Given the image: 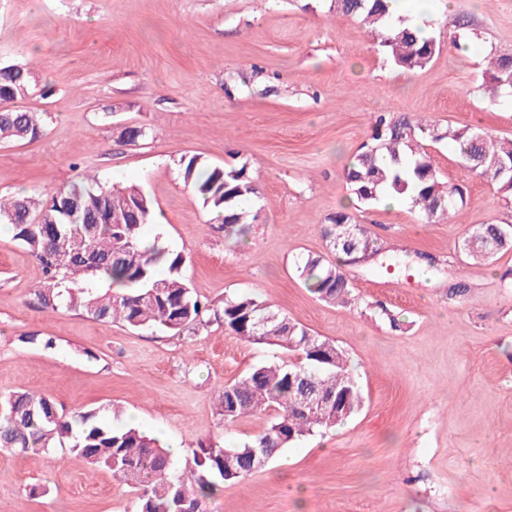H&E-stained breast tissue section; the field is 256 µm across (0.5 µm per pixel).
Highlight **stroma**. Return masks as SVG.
Returning <instances> with one entry per match:
<instances>
[{"label": "stroma", "instance_id": "obj_1", "mask_svg": "<svg viewBox=\"0 0 512 512\" xmlns=\"http://www.w3.org/2000/svg\"><path fill=\"white\" fill-rule=\"evenodd\" d=\"M329 5L0 0V67L27 65L33 81L13 106L45 119L38 138L0 143V195L23 189L46 202L88 174L140 185L165 218L146 238L186 255L196 294L256 296L346 353L361 409L225 485L211 512H512V251L478 267L460 251L474 226L512 223V193L444 141L425 148L443 181L466 190L450 222H425L406 202L353 205L343 178L378 112L512 138V99L486 88L488 59L512 55V0H431L441 48L412 72ZM127 126L147 138L120 140ZM183 156L255 173L258 219L246 237L224 235L195 199ZM344 206L412 269L386 272L376 258L348 266L352 302L334 306L294 264L328 256L322 226ZM461 274L469 290L450 299ZM43 278L12 230L1 233L0 396L24 389L69 410L115 407L116 424L180 441V471L199 440L240 444L270 426V411L221 423L214 398L253 366L289 362L278 347L217 322L174 334L44 310L34 300ZM136 502L135 488L66 452H0V512H135Z\"/></svg>", "mask_w": 512, "mask_h": 512}]
</instances>
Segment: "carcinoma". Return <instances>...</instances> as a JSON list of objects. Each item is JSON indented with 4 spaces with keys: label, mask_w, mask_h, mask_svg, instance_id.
Returning <instances> with one entry per match:
<instances>
[{
    "label": "carcinoma",
    "mask_w": 512,
    "mask_h": 512,
    "mask_svg": "<svg viewBox=\"0 0 512 512\" xmlns=\"http://www.w3.org/2000/svg\"><path fill=\"white\" fill-rule=\"evenodd\" d=\"M330 7L367 25L388 61L405 71L425 68L440 50L433 37L390 19L388 0H334ZM512 57L491 58L488 73L493 94L512 96ZM32 92L25 65L0 68V100ZM43 122L33 112H0V142L36 138ZM446 140L480 176L512 192V138H498L484 128H439L379 112L372 142L361 147L345 168L355 200L371 206L385 198H405L427 223L449 219L465 202L463 188L441 178L422 142ZM183 181L194 197L216 214L227 236L243 237L257 220L246 202L256 194L247 165L210 167L196 156L182 157ZM154 212L152 198L131 184L112 188L90 177L73 183L40 206L31 195L0 197V224L39 261L45 279L36 292L38 305L85 313L103 322H122L133 330L174 333L198 330L216 321L224 330L254 344H268L297 357V362L262 363L242 379L219 388L214 408L226 422L258 411L275 412L270 427L238 446L202 441L192 452V466L175 473L170 455L157 439L134 426L112 425V408L67 412L48 395L19 390L0 396V451L27 453L56 448L80 463L109 470L139 491L136 512H208L224 487L252 473L253 455L269 448V463L294 441L336 426L359 411L362 395L347 370L344 355L332 342L310 334L253 295L202 300L181 275L186 256L158 240L148 241L143 227ZM119 217L120 224L112 223ZM354 224L346 211L328 218L326 245L345 259L329 263L307 255L297 263L299 277L318 299L350 303L344 267L356 256H378L381 247L365 229L349 235ZM512 249V224L474 227L461 243L462 253L477 262ZM324 397L343 396L347 407H308L301 387Z\"/></svg>",
    "instance_id": "carcinoma-1"
}]
</instances>
